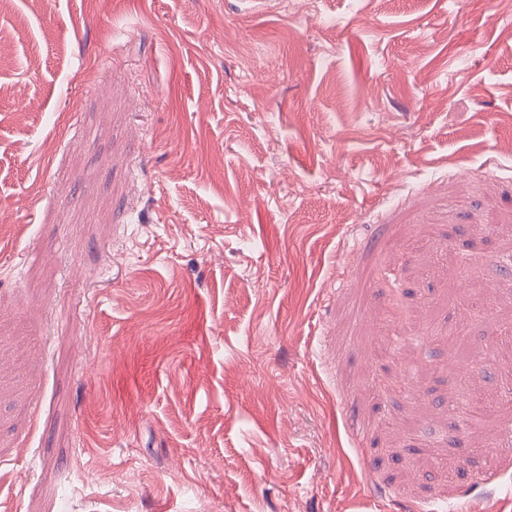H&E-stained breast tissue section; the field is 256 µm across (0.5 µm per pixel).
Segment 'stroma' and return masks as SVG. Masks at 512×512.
<instances>
[{"label":"stroma","mask_w":512,"mask_h":512,"mask_svg":"<svg viewBox=\"0 0 512 512\" xmlns=\"http://www.w3.org/2000/svg\"><path fill=\"white\" fill-rule=\"evenodd\" d=\"M510 260L511 9L12 0L0 512H512Z\"/></svg>","instance_id":"1"}]
</instances>
